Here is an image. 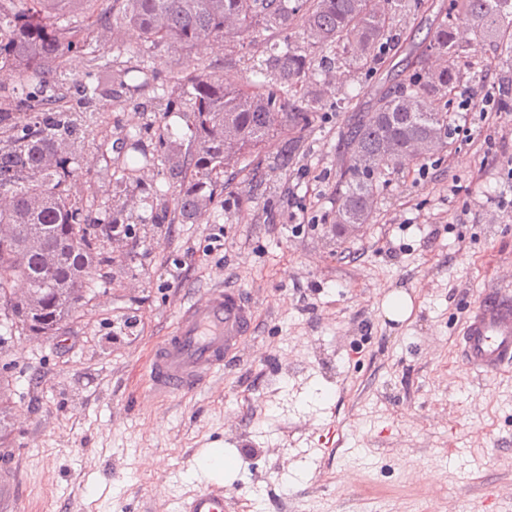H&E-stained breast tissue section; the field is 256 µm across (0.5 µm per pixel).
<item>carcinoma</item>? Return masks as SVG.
Wrapping results in <instances>:
<instances>
[{"mask_svg": "<svg viewBox=\"0 0 512 512\" xmlns=\"http://www.w3.org/2000/svg\"><path fill=\"white\" fill-rule=\"evenodd\" d=\"M423 0H0V76L21 82L0 107V307L21 329L53 336L98 282L92 271L108 263L101 243L126 225L91 223L72 194L87 131V113L122 89L90 34L110 39L132 30L152 43L191 53L219 39L269 33L250 69L263 84L239 76H212L173 67L154 79L189 88L195 148L161 154L179 183L177 217L187 223L206 210L226 173L254 176L260 155L280 141L275 164L288 170L303 152L306 132L325 102L326 80L309 82L326 60L339 74L381 70L404 40L395 18L418 11ZM78 14L79 22H63ZM299 27L297 35L288 27ZM488 44L512 55V0H448L433 35L410 42L416 75L394 85H373V105L349 119L348 160L336 188V223H369L388 170L448 148L449 96L473 46ZM84 55L106 85L76 82L50 97L29 87L61 76L69 58ZM27 295L10 299L12 278Z\"/></svg>", "mask_w": 512, "mask_h": 512, "instance_id": "cac0c4a2", "label": "carcinoma"}]
</instances>
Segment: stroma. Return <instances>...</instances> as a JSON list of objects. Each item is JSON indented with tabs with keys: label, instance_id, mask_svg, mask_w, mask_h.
Masks as SVG:
<instances>
[{
	"label": "stroma",
	"instance_id": "35a3bbf8",
	"mask_svg": "<svg viewBox=\"0 0 512 512\" xmlns=\"http://www.w3.org/2000/svg\"><path fill=\"white\" fill-rule=\"evenodd\" d=\"M476 54L485 67L461 86L512 84V58ZM107 59L131 90L93 113L77 190L93 220L121 207L130 229L102 243L104 283L59 335L0 324L15 512H175L211 483L198 465L210 448L233 457L220 482L236 512H512V372L468 370L455 348L484 290L512 282V98L473 140L389 174L369 223L339 227L347 115L328 96L293 167L263 164L260 191L234 183L182 224L159 144L189 150L192 100L180 90L176 110L143 111L154 84L135 67L220 74L224 50L178 56L129 31ZM218 284L251 299L253 334L206 386L155 396L154 346ZM393 291L414 301L406 321L385 314Z\"/></svg>",
	"mask_w": 512,
	"mask_h": 512
}]
</instances>
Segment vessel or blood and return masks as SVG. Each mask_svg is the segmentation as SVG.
<instances>
[{
  "label": "vessel or blood",
  "instance_id": "vessel-or-blood-1",
  "mask_svg": "<svg viewBox=\"0 0 512 512\" xmlns=\"http://www.w3.org/2000/svg\"><path fill=\"white\" fill-rule=\"evenodd\" d=\"M254 311L239 290L216 286L189 301L149 363L153 393L179 397L196 390L240 350ZM458 355L478 373L512 367V286L487 289L457 338ZM177 512H228L222 485L201 487L178 502Z\"/></svg>",
  "mask_w": 512,
  "mask_h": 512
}]
</instances>
